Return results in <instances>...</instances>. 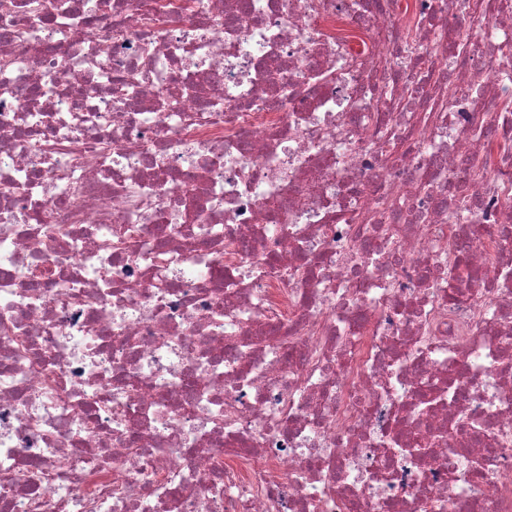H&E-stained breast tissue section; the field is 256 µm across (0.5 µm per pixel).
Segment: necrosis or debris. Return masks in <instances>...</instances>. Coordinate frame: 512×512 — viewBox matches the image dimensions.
Returning a JSON list of instances; mask_svg holds the SVG:
<instances>
[{"mask_svg":"<svg viewBox=\"0 0 512 512\" xmlns=\"http://www.w3.org/2000/svg\"><path fill=\"white\" fill-rule=\"evenodd\" d=\"M31 2L0 512H512V0Z\"/></svg>","mask_w":512,"mask_h":512,"instance_id":"4bbe7bcc","label":"necrosis or debris"}]
</instances>
